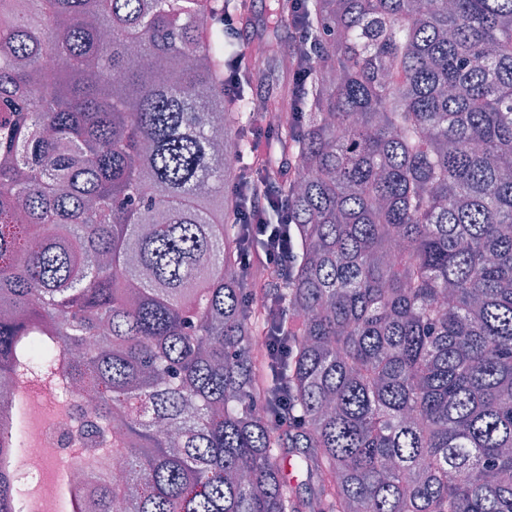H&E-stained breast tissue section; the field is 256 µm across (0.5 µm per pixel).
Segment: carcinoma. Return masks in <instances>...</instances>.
<instances>
[{"instance_id":"obj_1","label":"carcinoma","mask_w":512,"mask_h":512,"mask_svg":"<svg viewBox=\"0 0 512 512\" xmlns=\"http://www.w3.org/2000/svg\"><path fill=\"white\" fill-rule=\"evenodd\" d=\"M241 7L0 0L15 402L56 389L65 447L121 460L94 512H512V0H307L311 76L262 104L300 161L272 172L294 261L261 284L224 191L255 175ZM26 479L0 473V512Z\"/></svg>"}]
</instances>
